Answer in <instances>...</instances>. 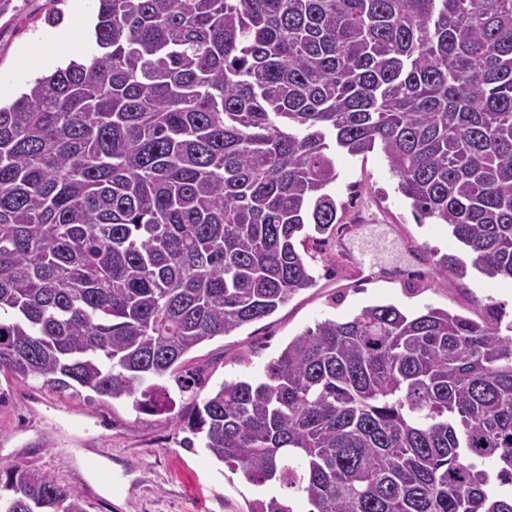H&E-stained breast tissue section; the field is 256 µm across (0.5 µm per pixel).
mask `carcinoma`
Instances as JSON below:
<instances>
[{
	"label": "carcinoma",
	"mask_w": 512,
	"mask_h": 512,
	"mask_svg": "<svg viewBox=\"0 0 512 512\" xmlns=\"http://www.w3.org/2000/svg\"><path fill=\"white\" fill-rule=\"evenodd\" d=\"M96 54L0 106V373L130 399L312 286L336 153L512 281V0H97ZM311 512H512V322L325 319L179 421ZM0 512H87L0 464ZM251 512H293L282 499Z\"/></svg>",
	"instance_id": "carcinoma-1"
}]
</instances>
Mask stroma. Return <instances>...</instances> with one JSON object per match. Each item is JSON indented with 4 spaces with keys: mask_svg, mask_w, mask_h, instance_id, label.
<instances>
[{
    "mask_svg": "<svg viewBox=\"0 0 512 512\" xmlns=\"http://www.w3.org/2000/svg\"><path fill=\"white\" fill-rule=\"evenodd\" d=\"M13 4L14 11L0 18V103L5 105L40 76L25 49L49 28V0ZM58 8L73 35L69 44L53 47L52 55L67 62L94 53L95 0L81 16L73 0H60ZM336 172L333 191L345 207L343 224L313 248L311 288L271 315L188 353L164 379L167 403L160 412L137 410L129 399L62 397L41 381L1 374L0 462L27 465L78 489L88 512H249L256 500L274 495V488L248 483L206 449L182 447L177 425L223 381L262 377L294 336L328 318L349 319L369 305L392 303L410 313L440 308L479 321L496 302L505 319H512L511 281L475 269L462 279L437 276V259L461 246L446 225L416 222L381 151L337 154ZM363 250L376 251L375 266L356 264ZM95 450L123 482L121 495L87 470L85 460Z\"/></svg>",
    "mask_w": 512,
    "mask_h": 512,
    "instance_id": "35a3bbf8",
    "label": "stroma"
}]
</instances>
